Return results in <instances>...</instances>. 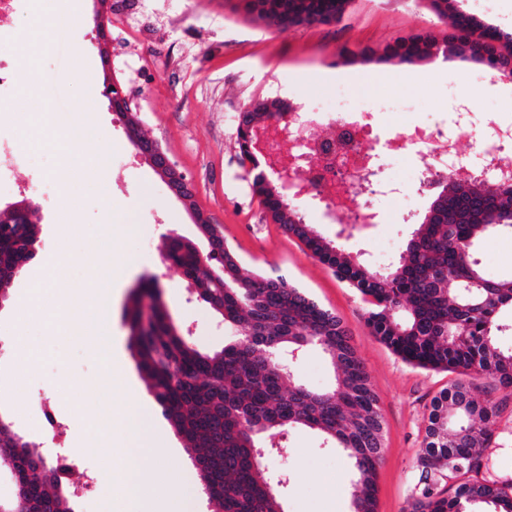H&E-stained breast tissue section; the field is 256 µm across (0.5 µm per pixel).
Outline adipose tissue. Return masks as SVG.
I'll return each instance as SVG.
<instances>
[{
  "mask_svg": "<svg viewBox=\"0 0 512 512\" xmlns=\"http://www.w3.org/2000/svg\"><path fill=\"white\" fill-rule=\"evenodd\" d=\"M57 283L56 268H48L35 280L28 290L17 314L18 320L37 318L51 333L57 336L71 335V313L83 312L81 300H73L70 314L45 311L44 300ZM131 449L126 455L122 476L112 488L113 497L128 505L129 512H192L191 498L184 488L186 477L181 473L159 472L160 481L166 483L170 492L159 495L154 484L145 481L142 469L145 460L160 447L161 441L148 411L131 407Z\"/></svg>",
  "mask_w": 512,
  "mask_h": 512,
  "instance_id": "adipose-tissue-1",
  "label": "adipose tissue"
}]
</instances>
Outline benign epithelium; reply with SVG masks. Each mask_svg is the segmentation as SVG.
Returning <instances> with one entry per match:
<instances>
[{
    "label": "benign epithelium",
    "instance_id": "benign-epithelium-1",
    "mask_svg": "<svg viewBox=\"0 0 512 512\" xmlns=\"http://www.w3.org/2000/svg\"><path fill=\"white\" fill-rule=\"evenodd\" d=\"M97 9V30L100 35H107L109 22L108 12L112 11L110 0H94ZM453 53L456 57H474L491 70L504 75H512V61L505 62L484 51L474 43L455 44ZM103 95L109 100L115 114L124 121L126 133L142 158L148 162L155 172L166 182L170 191L184 204L193 217V223L200 226L211 223V218L205 212L196 208L193 199V189L185 176L180 173L163 151L160 144L143 135L140 122L129 117V99L121 84L106 76L104 79ZM307 121L298 112H291L281 120H271L260 126L251 127V150L262 155L266 160L267 170L258 173V178L268 181L267 172L277 176L279 189L284 198L297 197L301 192V184L296 178L295 168L288 166V157L280 153V147L290 140L292 129L304 126ZM30 205L24 201L10 202L0 206V221L16 224L31 223L29 217ZM209 244L207 254H199L200 263L207 265L214 256L224 251V236L218 229L209 230L205 235Z\"/></svg>",
    "mask_w": 512,
    "mask_h": 512
}]
</instances>
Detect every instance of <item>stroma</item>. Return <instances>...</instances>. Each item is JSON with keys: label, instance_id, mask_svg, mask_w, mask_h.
<instances>
[{"label": "stroma", "instance_id": "1", "mask_svg": "<svg viewBox=\"0 0 512 512\" xmlns=\"http://www.w3.org/2000/svg\"><path fill=\"white\" fill-rule=\"evenodd\" d=\"M80 3L72 26L58 31L55 52L30 70L28 98L16 99L11 111L0 113V131L12 140L28 131L44 144L20 176V189L6 194V201L26 198L27 185L43 179L51 180L55 191L53 203H40L33 215L40 230L38 255L9 284L8 299L0 304V381L20 371L29 373L25 391L35 400L45 383H52L54 409L65 431L48 433L37 416L16 415L8 389L0 390V416L39 445L45 458L69 452L75 482L87 481L100 465L99 457L80 453L78 443L92 438L100 424L118 433L125 422L123 406L129 394L124 389H113L111 405H86L103 368L84 336L90 320L76 318L69 337L52 335L38 322L15 324V312L31 282L47 267L60 271L48 307L64 311L73 297H87L99 267L111 266L116 296L108 334L144 402L153 397L128 345L126 318L130 293L139 281L159 289L174 323L191 330L199 349H221L235 335L190 292L181 269L161 259L168 232L193 241L202 252L208 242L182 203L138 156L102 94L109 75L125 86L142 131L160 142L192 182L198 207L221 229L243 266L286 278L341 318L367 368L384 420L377 512H406L419 484L418 457L425 446L430 403L453 375L407 363L379 342L366 325L360 294L266 218L251 189L252 165L240 155L237 116L259 99L298 105L329 98L342 85L372 107L383 133L408 124H438L453 129L460 152L468 153L472 132L456 128L457 112L469 108L476 124L487 111L512 118V77L484 78V66L472 60L451 58L441 66L431 59L400 64L365 62L358 54L383 51L396 39L415 34L446 36L456 13L497 29L503 43L512 46V0H448L445 18L435 13L431 0H413L408 8L397 0L388 5L382 0H350L338 22L286 29L247 14L241 0H125L123 13H112L104 39L95 31L93 0ZM400 97L411 100L408 111L387 109V99ZM74 123L98 135L78 142L68 159L51 142ZM86 156L98 161L111 200L87 187L80 167ZM382 178L399 183L400 194L373 199L377 224L349 238L340 234L342 220L328 217L318 198L309 196L292 206L351 256L386 268L398 261L433 194L420 190L419 177L405 158L385 160ZM478 257L487 277L512 274V236L485 237ZM294 372L315 390L333 382L328 357L316 347L304 352ZM474 386L479 400L500 409L488 450L489 475L511 476L512 394L481 378ZM273 472L288 477L278 489L284 512H351V463L320 434L290 431Z\"/></svg>", "mask_w": 512, "mask_h": 512}]
</instances>
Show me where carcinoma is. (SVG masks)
I'll return each instance as SVG.
<instances>
[{
	"instance_id": "cac0c4a2",
	"label": "carcinoma",
	"mask_w": 512,
	"mask_h": 512,
	"mask_svg": "<svg viewBox=\"0 0 512 512\" xmlns=\"http://www.w3.org/2000/svg\"><path fill=\"white\" fill-rule=\"evenodd\" d=\"M348 0H261L258 17L283 26L288 11L307 24L338 18ZM474 17H452V32L400 39L370 61L419 60L421 46L442 51L456 32L475 33ZM290 106L262 99L246 113L245 126L281 119ZM448 206L432 224L412 232L399 261L379 270L352 258L337 243L304 223L295 209L283 208L269 185L253 182L267 217L298 239L336 278L356 289L367 305L371 334L403 360L458 375L433 398L420 457V487L409 512H463L486 504L512 512V482L486 476V448L494 438L498 406L479 401L466 378L480 376L512 391V348L499 336L512 330V274L486 277L477 257L480 242L493 232L512 234V188L498 190L485 180L463 182L432 175ZM33 224H0V297L12 270L24 258ZM166 252L183 270L196 296L227 326L242 332L224 348L197 349L174 324L160 295L139 287L132 294L130 347L163 416L184 438L186 450L205 463L201 487L218 512H283L269 477L274 454L290 430L305 428L343 449L351 460L357 489L351 512H376V472L382 458L383 423L378 398L365 365L356 355L341 319L283 277L243 267L224 248V262L199 266L196 247L180 236L168 239ZM321 347L329 356L334 383L319 391L295 381L293 368L278 366L281 353ZM15 463V485L32 512H74L65 483L32 443L0 417V457ZM445 471L448 487L435 479Z\"/></svg>"
}]
</instances>
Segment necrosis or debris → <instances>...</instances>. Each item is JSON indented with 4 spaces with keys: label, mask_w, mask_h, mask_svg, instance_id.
Instances as JSON below:
<instances>
[{
    "label": "necrosis or debris",
    "mask_w": 512,
    "mask_h": 512,
    "mask_svg": "<svg viewBox=\"0 0 512 512\" xmlns=\"http://www.w3.org/2000/svg\"><path fill=\"white\" fill-rule=\"evenodd\" d=\"M16 0H0V108L7 106V90L25 84L29 68L18 58L10 38ZM310 131L298 134L288 151L297 157L298 174L310 191L321 199L349 203V223L360 231L361 202L357 196L365 185V174L372 152L402 154L412 164L428 160L432 170L454 168L456 173H477L490 181L512 176V123L490 117L475 137L472 156L441 155L439 146L448 141L447 129L439 125L401 128L385 137L373 134L374 117L353 101L345 87H337L330 99L308 105Z\"/></svg>",
    "instance_id": "necrosis-or-debris-1"
}]
</instances>
